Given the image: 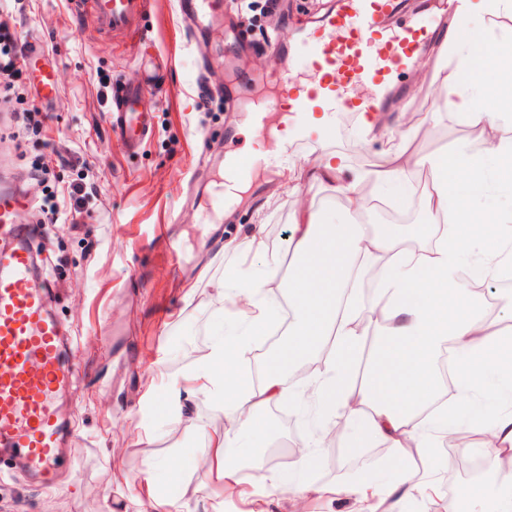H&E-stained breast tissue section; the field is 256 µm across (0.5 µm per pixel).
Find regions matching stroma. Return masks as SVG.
Here are the masks:
<instances>
[{
	"instance_id": "35a3bbf8",
	"label": "stroma",
	"mask_w": 512,
	"mask_h": 512,
	"mask_svg": "<svg viewBox=\"0 0 512 512\" xmlns=\"http://www.w3.org/2000/svg\"><path fill=\"white\" fill-rule=\"evenodd\" d=\"M330 0H221L210 26L190 37L176 14V0H152L142 25L145 41L97 34L73 14L70 0H22L15 16L22 37L49 47L58 92L46 104L36 90L15 101L14 111L0 104V187H13L19 204L13 222L35 233L44 250L36 259L46 268L48 307L67 333L69 357L81 370L77 392L61 399V416L80 438L67 451V463L53 485L28 483L0 470V512H145L141 487L155 465L175 472L160 478L156 491L170 497L187 493L192 512H209L219 488L203 474L191 454L209 438L224 433L222 404L185 390L186 378L213 337L239 322L233 301L215 302V288L232 271L259 272L262 258L224 249L226 241L261 235L278 254L276 273L287 286L292 271L288 238L295 211L308 203L331 223L348 216L335 190L312 182L308 173L327 154L346 160L345 177L372 168L409 144L427 170L431 158L458 143H480L477 129L436 111L434 62L449 59L442 46L427 54L425 74L403 70L397 82L404 103L382 107L381 129L365 139L359 114L325 111L320 133L307 137L291 124L287 149L261 139L250 124L254 103L272 98L273 73L315 84L314 72L295 66L287 46L316 29L329 13ZM277 38L283 51L267 49ZM150 55L159 64L161 85L147 88L153 135L137 154L124 153L112 131V88L139 79L137 60ZM45 109L41 132L23 134L22 110ZM67 144L73 165L56 168L48 179L34 172L40 154ZM268 151L269 167L258 170L234 205L205 223L201 193L212 192L226 156L248 152L256 144ZM93 185L88 213L80 224H44L40 199L74 184ZM378 198L409 223L427 224L423 187L379 188ZM176 398L194 427L173 431L166 419L169 398ZM321 419L293 400L275 407L267 446L280 459L272 473L287 472L290 443L317 451L318 468L309 476L318 485L338 481L344 468L370 469L378 482L389 473L385 458L368 460L375 443L351 453L350 439L340 442L344 455L325 445ZM460 447L438 448L443 466L432 498L416 497L405 512H448L455 495L464 512H480L478 482L466 479L447 459L480 447L475 429Z\"/></svg>"
}]
</instances>
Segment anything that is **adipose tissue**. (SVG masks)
<instances>
[{"label": "adipose tissue", "mask_w": 512, "mask_h": 512, "mask_svg": "<svg viewBox=\"0 0 512 512\" xmlns=\"http://www.w3.org/2000/svg\"><path fill=\"white\" fill-rule=\"evenodd\" d=\"M443 41L454 57L436 86L439 110L480 128L486 142L497 148L462 144L432 162L427 207L434 221L417 231L429 238L425 247L405 246V233L392 225L370 231L359 224L321 223L318 211L309 206L295 212L290 238L292 336L267 359L262 381L253 382L238 369L239 352L275 315L270 276H253L235 289L253 310L246 335L228 331L215 337L190 377L194 391L222 401L225 414L237 425L236 432L225 433L200 451L205 474L216 477L223 488L241 492L266 481L276 495L294 488L298 502L324 491L367 504L381 490L423 497L441 467L438 441L451 425L469 420L495 440L486 467L493 491L484 512H512V472H501L498 464L501 455L512 453V334L489 326L482 295L462 288L460 281L468 251L478 250L473 266L486 280L496 277L504 262H512V227L475 217L469 206L492 186L512 184V175L502 171L505 157H512V140L501 131L502 116L512 108V40L491 39L483 32L465 36L451 27ZM489 69L499 72L496 82L484 81ZM414 163L403 147L356 182L345 180L343 158L329 154L311 177L332 186L346 212L358 215L365 208L361 182L375 188L392 184ZM379 262L388 271L378 283L384 326L366 381L358 390L339 393L336 380L356 356L360 336L353 327L355 314L339 312L337 302L343 298L354 303L367 272ZM330 334L334 349L315 395L345 409L347 430L395 448L384 488H377L368 474L344 476L325 489L308 482L307 473L318 464L311 450L295 456L287 474L272 478L262 471V456H252L245 465L229 453L237 434H244L252 448L268 436V410L292 390L289 368L318 350ZM447 346L455 353L458 397L448 409L421 415V408L436 395L434 357Z\"/></svg>", "instance_id": "ef3b65f1"}]
</instances>
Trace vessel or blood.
<instances>
[{
  "label": "vessel or blood",
  "mask_w": 512,
  "mask_h": 512,
  "mask_svg": "<svg viewBox=\"0 0 512 512\" xmlns=\"http://www.w3.org/2000/svg\"><path fill=\"white\" fill-rule=\"evenodd\" d=\"M149 0H86L93 26L104 34H141L139 21ZM189 34L206 26L214 0H180ZM391 0H339L324 27L295 47V59L320 72L317 85L274 74L292 112H307L315 98L335 102L341 83L366 78L387 89L394 70L421 55L433 30L412 19L394 32ZM139 86L115 93L112 121L125 151H138L151 132ZM265 160L258 152L238 155L227 164L215 192L219 205L234 204L237 190L247 184ZM17 200L0 196V223L9 228L10 244L0 249V460H9L38 484L50 483L64 465V449L73 434L57 414V397L74 384L77 370L64 351V330L44 302L32 266L25 232L13 226Z\"/></svg>",
  "instance_id": "1"
}]
</instances>
